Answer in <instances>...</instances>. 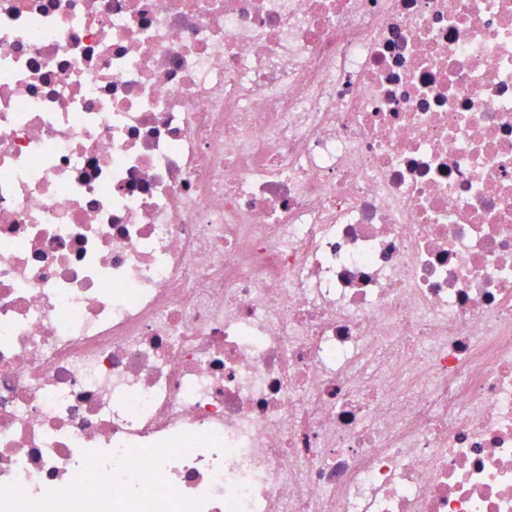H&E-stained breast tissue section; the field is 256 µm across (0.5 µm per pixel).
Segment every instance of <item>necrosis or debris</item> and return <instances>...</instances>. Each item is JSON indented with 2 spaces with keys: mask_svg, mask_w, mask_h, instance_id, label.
Instances as JSON below:
<instances>
[{
  "mask_svg": "<svg viewBox=\"0 0 512 512\" xmlns=\"http://www.w3.org/2000/svg\"><path fill=\"white\" fill-rule=\"evenodd\" d=\"M0 512H512V0H0Z\"/></svg>",
  "mask_w": 512,
  "mask_h": 512,
  "instance_id": "necrosis-or-debris-1",
  "label": "necrosis or debris"
}]
</instances>
